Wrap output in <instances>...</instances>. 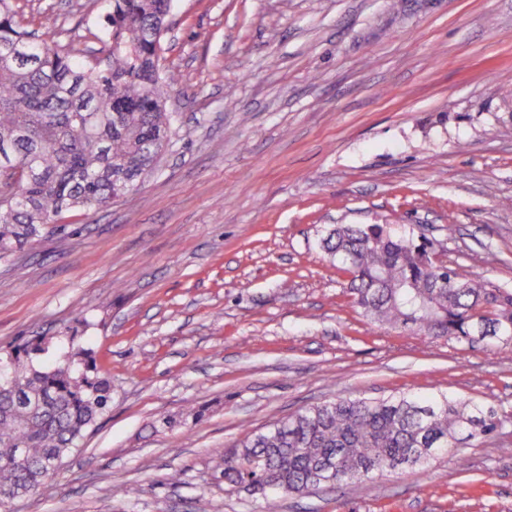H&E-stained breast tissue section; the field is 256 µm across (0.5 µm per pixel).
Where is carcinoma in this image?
I'll return each instance as SVG.
<instances>
[{
    "mask_svg": "<svg viewBox=\"0 0 512 512\" xmlns=\"http://www.w3.org/2000/svg\"><path fill=\"white\" fill-rule=\"evenodd\" d=\"M172 0H111V41L101 69L70 43L26 30L13 0H0V177L20 168L15 192H0V260L40 239L63 213L100 210L137 190L157 165L174 122L166 103L176 75L164 72L161 41ZM322 249L348 276L355 306L381 326L471 345L512 340V292L433 263L432 241L414 229L340 224ZM36 336L0 357V492L44 487V465L77 450L110 407L112 388L95 352L68 337L50 354ZM497 413L445 395L338 398L246 435L224 454V484L255 493L303 495L341 459L337 483L423 466L457 450L458 436L493 434Z\"/></svg>",
    "mask_w": 512,
    "mask_h": 512,
    "instance_id": "1",
    "label": "carcinoma"
}]
</instances>
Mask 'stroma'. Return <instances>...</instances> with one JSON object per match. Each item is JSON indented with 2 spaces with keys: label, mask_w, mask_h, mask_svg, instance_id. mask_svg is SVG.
<instances>
[{
  "label": "stroma",
  "mask_w": 512,
  "mask_h": 512,
  "mask_svg": "<svg viewBox=\"0 0 512 512\" xmlns=\"http://www.w3.org/2000/svg\"><path fill=\"white\" fill-rule=\"evenodd\" d=\"M17 5L107 55L109 0ZM169 22L176 122L155 170L0 262V353L74 326L112 385L80 451L11 512H512V344L372 323L321 247L337 224L412 227L512 291V0H174ZM403 392L503 425L272 504L225 486L246 434Z\"/></svg>",
  "instance_id": "obj_1"
}]
</instances>
